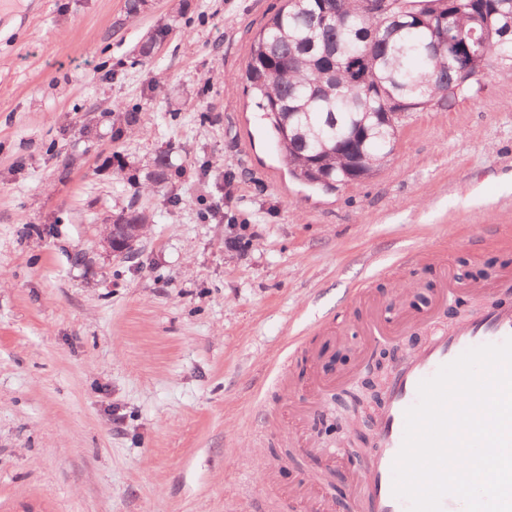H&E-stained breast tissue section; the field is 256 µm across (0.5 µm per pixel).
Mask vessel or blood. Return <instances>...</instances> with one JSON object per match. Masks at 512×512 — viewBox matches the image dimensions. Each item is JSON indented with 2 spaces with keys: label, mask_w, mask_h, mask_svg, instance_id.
Wrapping results in <instances>:
<instances>
[{
  "label": "vessel or blood",
  "mask_w": 512,
  "mask_h": 512,
  "mask_svg": "<svg viewBox=\"0 0 512 512\" xmlns=\"http://www.w3.org/2000/svg\"><path fill=\"white\" fill-rule=\"evenodd\" d=\"M512 338V306H492L475 314L454 332L434 331L392 376L375 421L376 447L355 495L353 512H409L407 499L393 493V465L405 434V412L419 401L421 381L469 349L499 345Z\"/></svg>",
  "instance_id": "obj_1"
}]
</instances>
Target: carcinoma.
Masks as SVG:
<instances>
[{
	"mask_svg": "<svg viewBox=\"0 0 512 512\" xmlns=\"http://www.w3.org/2000/svg\"><path fill=\"white\" fill-rule=\"evenodd\" d=\"M433 4L448 16V38L473 43L472 66L512 67V0H386V13L371 14L362 0H300L285 4L255 36L244 79L274 132L291 173L324 190L332 182L365 179L394 150L391 129L378 126L384 112H421L457 85L461 66L448 49H438L442 28L436 19L393 24L410 4ZM340 9L341 25L322 23L326 10ZM169 32L161 26L138 47L150 56ZM367 130L353 163L337 143ZM169 162L160 154L148 178L167 179ZM144 210L120 214L116 224H148Z\"/></svg>",
	"mask_w": 512,
	"mask_h": 512,
	"instance_id": "1",
	"label": "carcinoma"
}]
</instances>
